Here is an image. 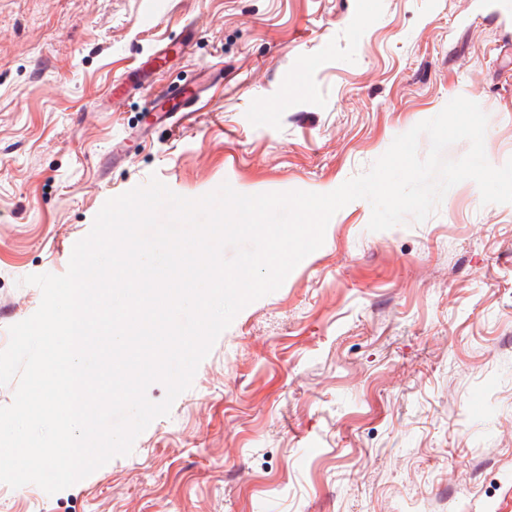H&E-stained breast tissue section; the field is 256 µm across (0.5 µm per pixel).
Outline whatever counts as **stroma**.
<instances>
[{
	"mask_svg": "<svg viewBox=\"0 0 512 512\" xmlns=\"http://www.w3.org/2000/svg\"><path fill=\"white\" fill-rule=\"evenodd\" d=\"M138 65L165 90L224 81L175 132L148 92L110 108ZM458 96L503 166L512 0H0V349L40 305L25 277L65 273L109 198L153 177L328 193ZM371 213L333 216L131 454L53 495L0 483V512H512V204L467 180L424 222Z\"/></svg>",
	"mask_w": 512,
	"mask_h": 512,
	"instance_id": "1",
	"label": "stroma"
}]
</instances>
